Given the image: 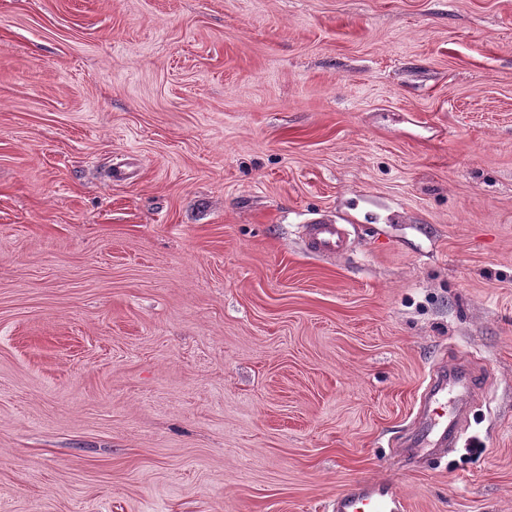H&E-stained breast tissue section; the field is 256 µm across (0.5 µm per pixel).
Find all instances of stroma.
Listing matches in <instances>:
<instances>
[{"instance_id": "stroma-1", "label": "stroma", "mask_w": 512, "mask_h": 512, "mask_svg": "<svg viewBox=\"0 0 512 512\" xmlns=\"http://www.w3.org/2000/svg\"><path fill=\"white\" fill-rule=\"evenodd\" d=\"M459 357L474 443L410 459ZM363 478L512 512V0H0V512ZM307 250L326 257H334L348 251L346 230L339 224L318 221L308 224L306 231Z\"/></svg>"}]
</instances>
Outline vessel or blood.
<instances>
[{
	"label": "vessel or blood",
	"mask_w": 512,
	"mask_h": 512,
	"mask_svg": "<svg viewBox=\"0 0 512 512\" xmlns=\"http://www.w3.org/2000/svg\"><path fill=\"white\" fill-rule=\"evenodd\" d=\"M308 251L334 257L348 250L346 230L338 224L319 221L308 225ZM480 377L471 367L458 363L436 369L424 396L414 428L413 445L433 448L445 443L457 447L466 433L471 407L481 395ZM330 512H406L404 497L388 480H361L336 495Z\"/></svg>",
	"instance_id": "b4317fda"
}]
</instances>
